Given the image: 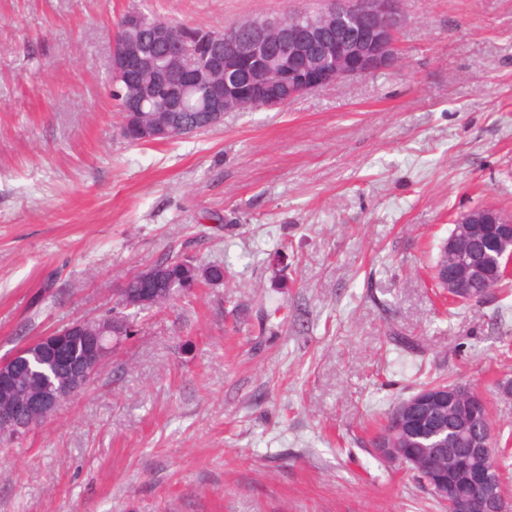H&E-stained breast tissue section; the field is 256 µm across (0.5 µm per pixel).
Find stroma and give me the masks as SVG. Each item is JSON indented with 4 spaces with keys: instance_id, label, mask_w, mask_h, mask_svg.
<instances>
[{
    "instance_id": "35a3bbf8",
    "label": "stroma",
    "mask_w": 512,
    "mask_h": 512,
    "mask_svg": "<svg viewBox=\"0 0 512 512\" xmlns=\"http://www.w3.org/2000/svg\"><path fill=\"white\" fill-rule=\"evenodd\" d=\"M142 4L221 31L309 0H0V361L164 257L230 268L0 445V512H444L370 439L430 375L512 431V296L452 315L433 279L461 213L512 216V0H402L400 68L136 145L107 78Z\"/></svg>"
}]
</instances>
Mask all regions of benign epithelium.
Segmentation results:
<instances>
[{"label":"benign epithelium","mask_w":512,"mask_h":512,"mask_svg":"<svg viewBox=\"0 0 512 512\" xmlns=\"http://www.w3.org/2000/svg\"><path fill=\"white\" fill-rule=\"evenodd\" d=\"M400 4L401 0H327L320 20L304 14L292 20L281 16L255 19L246 24L245 33L209 34L208 40L216 44L218 51L207 56L202 65L181 29L165 19L152 26V43L163 51L162 64L152 61L129 36L141 24L139 12L130 11L119 20L123 35L111 38L110 72L118 82L128 80L127 94L142 102L155 99L156 85L166 82L170 75H184V84L180 85L184 95L198 86L209 87L210 100L201 111L210 113V124L218 127L224 124V114L242 112L260 100L265 108L280 106L277 98L266 94L272 79L283 83L292 98L312 88L387 69L404 22ZM279 46L288 50L286 66L279 72L236 86L222 79L223 72L232 69L235 63L262 62L277 55ZM488 224L503 225L498 240L501 269L512 272V218L491 207L469 209L456 220L444 245L450 259V297H471L468 285L487 276L489 261L484 256L475 257L471 242L485 232L484 226ZM136 278L141 285L138 301L153 302V269L138 271ZM130 308L132 304L125 302L110 319H99L90 325L81 321L70 323L0 362V392L4 393L0 397V443L23 439L36 424L54 418L69 398L87 386L112 349L120 344L121 338L112 336V327L123 317V311ZM75 339L84 344L79 357L70 353ZM47 362L63 372L67 384L61 385L52 377L38 382L32 391L13 398L5 396L14 377ZM374 452L389 465L422 464L403 448H376ZM471 453L479 456L478 473L474 476L470 472V458L452 457L459 472L470 477L471 494L459 497L443 485L438 488L439 494L453 496V512H512V497L502 489L500 471L494 461L492 431L481 432Z\"/></svg>","instance_id":"benign-epithelium-1"}]
</instances>
